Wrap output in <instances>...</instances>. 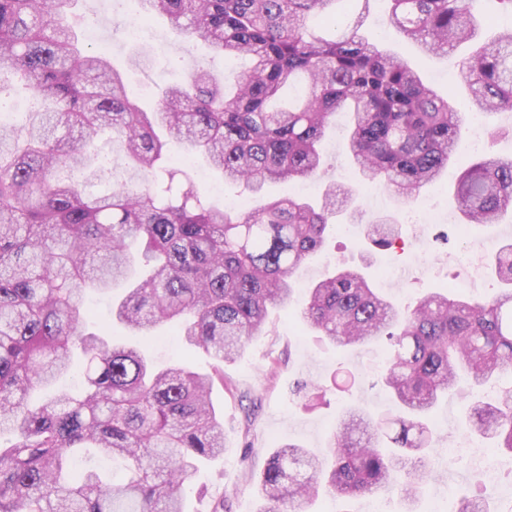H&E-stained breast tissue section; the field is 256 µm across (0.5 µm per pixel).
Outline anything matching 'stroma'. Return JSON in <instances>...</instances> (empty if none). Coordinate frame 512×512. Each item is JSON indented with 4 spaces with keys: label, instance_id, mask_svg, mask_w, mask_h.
<instances>
[{
    "label": "stroma",
    "instance_id": "35a3bbf8",
    "mask_svg": "<svg viewBox=\"0 0 512 512\" xmlns=\"http://www.w3.org/2000/svg\"><path fill=\"white\" fill-rule=\"evenodd\" d=\"M78 10L85 25L98 28L102 46L118 69L127 70V58L135 50L151 55V67L127 71L130 94L147 107L154 105L161 89L183 81L195 66L210 67L229 84L235 74L251 65L250 59H222L203 44L186 42L160 17L145 26L137 42H127L124 31L136 16L134 0H80ZM364 32L413 63L441 92L452 93L458 100L466 97L460 62L469 53V45H460L447 55L423 54L416 43L388 25L385 0H371ZM483 126V134L471 129L465 132L441 183L423 187L416 199L406 203L384 186L359 181L343 153L344 120L336 118L325 141L328 168L322 179L311 181L304 195L315 202L327 182L345 184L352 190L353 208L362 212L364 221L355 225L349 214H342L341 222L353 225V233L333 235L325 254L298 271L300 284L310 285L333 266L352 265L371 274L374 287L402 305L447 288L477 299L492 295L498 287L491 268L492 247L512 240V214L462 236L457 232L461 215L453 197L457 177L473 161L488 155L512 156V112L491 116ZM381 215L400 221L404 248L382 250L367 239L366 221ZM465 255L475 258L482 269L476 283H468L460 264ZM381 354L375 346L341 349L321 340L306 330L300 304L285 311L271 310L264 333L248 342L241 356L225 363L224 383L212 392L224 423L225 451L223 458L201 468L195 489L186 494L188 512H209L211 499L219 496L225 498L230 512H262L256 478L277 446L296 443L319 455L339 415L350 404H360L375 414L385 412L392 401L380 381V370L373 366ZM317 385L327 386L328 393L313 409H305ZM465 412V401L455 397L437 411L436 446L455 449L456 455L453 465L438 464L421 496V512H429L434 505L440 512H452L457 498L472 490L475 474L483 472L470 449L461 445L467 437L461 426Z\"/></svg>",
    "mask_w": 512,
    "mask_h": 512
}]
</instances>
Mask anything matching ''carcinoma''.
Instances as JSON below:
<instances>
[{
    "label": "carcinoma",
    "instance_id": "cac0c4a2",
    "mask_svg": "<svg viewBox=\"0 0 512 512\" xmlns=\"http://www.w3.org/2000/svg\"><path fill=\"white\" fill-rule=\"evenodd\" d=\"M79 0H0V73L10 72L36 102L25 120L0 123V512H184L201 461L224 454V426L211 400L224 363L260 335L269 310L286 306L294 274L322 251L330 219L351 202L330 184L322 203L258 199L268 182L320 175L329 119L352 113L347 151L359 179L410 199L438 181L471 114L512 112V30L468 57L465 108L442 96L408 61L365 40L363 11L350 0H139L188 41L215 55L249 56L252 67L226 92L206 66L166 87L147 111L128 93L124 72L79 43ZM476 0H391L390 23L425 54L473 40ZM338 31L320 38L310 22ZM297 91L278 104L285 88ZM120 140L127 176H109L97 138ZM185 147L167 153V139ZM205 158L224 182L254 197L235 208L214 203L187 174ZM455 198L468 224H496L512 210V158L484 157L459 176ZM399 225H367L377 246ZM492 272L502 288L475 300L453 290L398 306L360 270L338 267L308 291L306 325L338 347H384L385 386L399 426L349 409L320 459L294 444L276 449L258 483L262 512H288L327 491L338 499L396 492L408 507L432 476L430 415L465 372L474 387L512 365V241ZM126 296L112 318L147 335L167 328L212 359L208 372L159 368L106 331L87 330L83 295ZM86 359L78 392L60 389L35 406L29 395L66 375L72 351ZM471 431L512 453V389L475 404ZM92 448L120 459L121 481L76 468ZM453 512H493L477 478Z\"/></svg>",
    "mask_w": 512,
    "mask_h": 512
}]
</instances>
